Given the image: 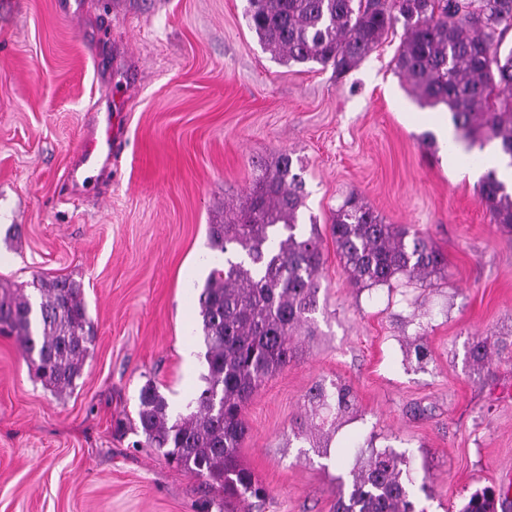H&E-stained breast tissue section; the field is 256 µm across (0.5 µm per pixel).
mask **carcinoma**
Returning a JSON list of instances; mask_svg holds the SVG:
<instances>
[{
	"label": "carcinoma",
	"mask_w": 512,
	"mask_h": 512,
	"mask_svg": "<svg viewBox=\"0 0 512 512\" xmlns=\"http://www.w3.org/2000/svg\"><path fill=\"white\" fill-rule=\"evenodd\" d=\"M245 16L264 49L284 65L332 66L342 75L356 68L389 31L400 26L395 68L421 107L449 113L456 140L468 150L495 142L512 160V0H248ZM491 223L512 228V194L497 171L479 188ZM304 181L282 152L260 166L244 199L224 205V223L208 227L212 250L224 254L198 296L208 372L195 405L171 418L168 403L146 382L138 424L146 448L170 464L203 477L231 499L262 500L267 490L240 460L247 426L242 414L251 395L298 357L295 337L311 328L319 311L322 236L315 220L304 229ZM331 235L355 288L390 286L400 279H448V261L421 231L387 224L357 194L336 210ZM33 305L22 288L0 284V327L14 333L31 369L56 394L81 377L92 341L80 285L33 279ZM472 365L489 364L487 339L468 349ZM407 358L421 366L429 350L416 339ZM312 423L293 436L328 455L336 421L355 409L345 383H318L304 403ZM416 477L405 456L391 448L372 451L368 463L349 471L333 512H415ZM512 505V485L473 493L460 512H498Z\"/></svg>",
	"instance_id": "obj_1"
}]
</instances>
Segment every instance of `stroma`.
<instances>
[{"mask_svg": "<svg viewBox=\"0 0 512 512\" xmlns=\"http://www.w3.org/2000/svg\"><path fill=\"white\" fill-rule=\"evenodd\" d=\"M69 4L0 0V282L76 281L93 342L60 399L0 334V512H220L205 479L138 447L139 390L153 382L175 416L203 387L197 296L222 259L208 227L284 151L323 237L320 310L244 408L238 455L268 496L221 512H332L367 445L426 477L418 512L512 483V355L481 371L467 359L474 337L512 332V231L422 144L440 113L397 74L399 33L339 77L271 58L246 0ZM108 121L111 166L70 187L81 142ZM353 192L424 232L447 280L351 287L330 224ZM420 327L423 367L406 358ZM318 381L357 395L325 458L291 432Z\"/></svg>", "mask_w": 512, "mask_h": 512, "instance_id": "1", "label": "stroma"}]
</instances>
